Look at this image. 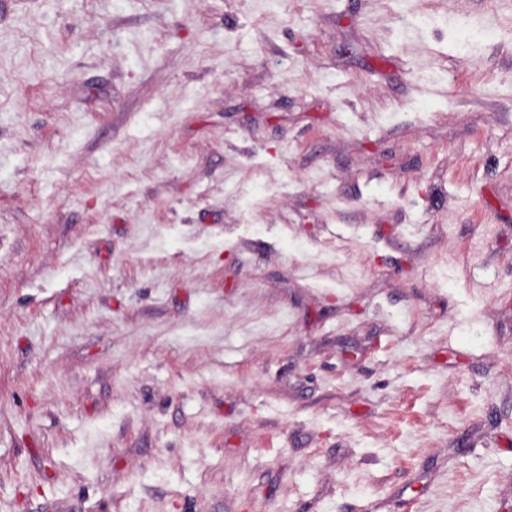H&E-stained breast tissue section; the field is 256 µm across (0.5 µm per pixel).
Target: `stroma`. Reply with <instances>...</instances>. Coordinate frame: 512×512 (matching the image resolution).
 Masks as SVG:
<instances>
[{
  "label": "stroma",
  "mask_w": 512,
  "mask_h": 512,
  "mask_svg": "<svg viewBox=\"0 0 512 512\" xmlns=\"http://www.w3.org/2000/svg\"><path fill=\"white\" fill-rule=\"evenodd\" d=\"M505 31L0 0V512H512Z\"/></svg>",
  "instance_id": "obj_1"
}]
</instances>
